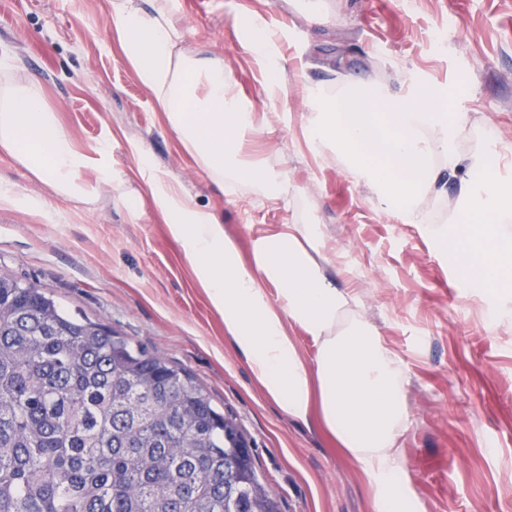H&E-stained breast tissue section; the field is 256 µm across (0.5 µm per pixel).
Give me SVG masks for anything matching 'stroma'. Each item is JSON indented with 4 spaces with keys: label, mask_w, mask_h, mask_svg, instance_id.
<instances>
[{
    "label": "stroma",
    "mask_w": 512,
    "mask_h": 512,
    "mask_svg": "<svg viewBox=\"0 0 512 512\" xmlns=\"http://www.w3.org/2000/svg\"><path fill=\"white\" fill-rule=\"evenodd\" d=\"M172 2L181 49L222 59L225 76L266 113L256 151L286 174L288 199L215 186L124 58L110 0H0V54L17 76L42 82L78 148L108 145L115 174L86 204L1 152L0 183L17 200L0 202V271L187 369L240 425L282 512H379L360 465L288 419L235 352L129 143L141 141L153 171L214 211L241 248L258 224L326 225L366 284L364 313L407 369L403 490L415 512H512V325L490 329L494 295L469 287L417 225L376 205L342 164L316 158L303 131L305 81H424L447 89L464 115L461 150L485 145L492 124L497 150L512 159V0H323L319 22L292 0ZM243 14L281 35L280 100L269 101L243 46Z\"/></svg>",
    "instance_id": "stroma-1"
}]
</instances>
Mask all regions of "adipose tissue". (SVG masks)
<instances>
[{
	"mask_svg": "<svg viewBox=\"0 0 512 512\" xmlns=\"http://www.w3.org/2000/svg\"><path fill=\"white\" fill-rule=\"evenodd\" d=\"M110 23L171 129L220 187L287 199V177L253 151L262 115L225 78L222 61L179 49L183 32L170 0H150L146 10L137 0H112ZM239 27L268 98L278 99L283 67L271 34L247 14ZM306 90L305 128L315 155L343 162L374 201L403 223L419 225L472 287L488 289L512 277V183L502 182L493 147L460 149L462 121L444 112L441 90L418 81L407 91L357 81L333 90L310 83ZM0 152L58 194L87 203L99 185L113 181L107 147L92 154L78 148L49 107L43 84L17 79L3 57ZM148 186L225 335L267 396L362 466L380 512H408L400 486L409 421L406 369L364 315L360 284L341 281L338 253L323 226L259 228L246 258L218 217L174 182L153 174ZM451 189L469 219L453 236L422 204L427 195ZM294 326L315 343L314 362L290 335Z\"/></svg>",
	"mask_w": 512,
	"mask_h": 512,
	"instance_id": "ef3b65f1",
	"label": "adipose tissue"
}]
</instances>
